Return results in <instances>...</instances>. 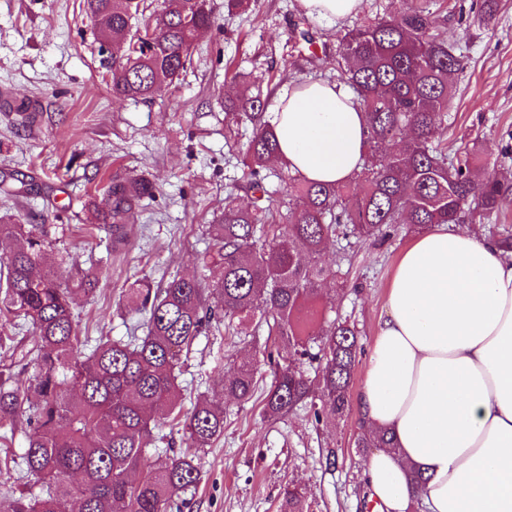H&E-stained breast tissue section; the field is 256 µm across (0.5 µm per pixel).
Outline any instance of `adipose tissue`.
Returning a JSON list of instances; mask_svg holds the SVG:
<instances>
[{"instance_id":"1","label":"adipose tissue","mask_w":512,"mask_h":512,"mask_svg":"<svg viewBox=\"0 0 512 512\" xmlns=\"http://www.w3.org/2000/svg\"><path fill=\"white\" fill-rule=\"evenodd\" d=\"M276 159L310 182L344 184L362 163L363 111L325 81L279 92L267 114ZM364 428L393 435L366 462L379 512H512V252L438 224L391 276L357 393ZM425 481L412 485L410 467Z\"/></svg>"}]
</instances>
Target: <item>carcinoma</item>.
Instances as JSON below:
<instances>
[{"label": "carcinoma", "mask_w": 512, "mask_h": 512, "mask_svg": "<svg viewBox=\"0 0 512 512\" xmlns=\"http://www.w3.org/2000/svg\"><path fill=\"white\" fill-rule=\"evenodd\" d=\"M85 10L100 40L112 45V96L134 101L175 93L197 38L213 23L207 0H85ZM446 21L411 3L395 19L343 36L339 81L355 94L369 130L354 195L347 184H317L281 168L274 177L286 183L288 200L274 204L269 102L240 76L224 112L229 124L252 125L242 160L250 203L225 205L209 225L217 246L212 261L222 267L212 287L175 276L162 288L145 280L127 288L128 307L146 317L142 336L93 344L80 336L73 288L44 271L53 244L43 225L0 220V239L19 241L0 258V328L25 327L33 336L20 350L32 368L28 378L11 364L0 367V422L25 421L22 460L41 484L39 494H20L8 512H72L74 498L77 512L180 508L177 499L197 487L201 471L180 451L152 465L153 430L178 418L180 428L169 435L207 448L224 435V405L250 402L258 386L253 361L243 360L218 392L182 412L181 356L214 322H234L244 334L263 323L274 338L263 418L281 421L308 406L316 422L328 423L349 410L360 347L355 328L327 318L322 285L338 273L321 262L327 246L340 235L366 243L401 227L412 233L466 219L483 224L505 200L503 185L483 174L477 146L450 157L438 145L448 129L454 75L466 65L443 36ZM153 193L144 178L109 180L103 223L122 230ZM357 447L395 449L393 439L363 429ZM281 497L284 512H302V488L288 483Z\"/></svg>", "instance_id": "cac0c4a2"}]
</instances>
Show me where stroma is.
Here are the masks:
<instances>
[{
    "label": "stroma",
    "instance_id": "35a3bbf8",
    "mask_svg": "<svg viewBox=\"0 0 512 512\" xmlns=\"http://www.w3.org/2000/svg\"><path fill=\"white\" fill-rule=\"evenodd\" d=\"M417 3L447 16L448 42L465 50L446 138L457 147L479 144L486 173L504 181L502 210L478 227L493 239L512 232V0H498L488 21L481 0ZM210 5L214 24L199 38L175 94L144 102L113 97L84 0H0V216L43 224L57 274L71 276L76 261L100 267L93 294L76 297L88 336L136 332L137 317L123 307L134 281L160 288L194 274L208 287L220 278V266L202 262L213 249L207 226L227 197L248 202L239 191L240 159L252 128L224 120V99L238 90L235 73L251 74L271 98L294 83L334 81L342 36L398 17L407 0H363L359 14L336 22L306 16L297 0H250L247 11L232 15L224 0ZM115 176H143L155 186L119 245L110 244L95 210L96 189ZM408 243L402 234L382 244L341 239L324 255L347 277L330 284L334 312L356 323L363 348L371 346L392 269ZM268 343L264 335L211 330L180 384L191 393L212 390L247 356L268 387ZM226 410L223 436L197 454L203 479L186 494L182 512H280L278 493L288 482L302 487L303 512H367L370 451L357 445L356 409L327 425L306 409L268 424L256 399Z\"/></svg>",
    "mask_w": 512,
    "mask_h": 512
}]
</instances>
